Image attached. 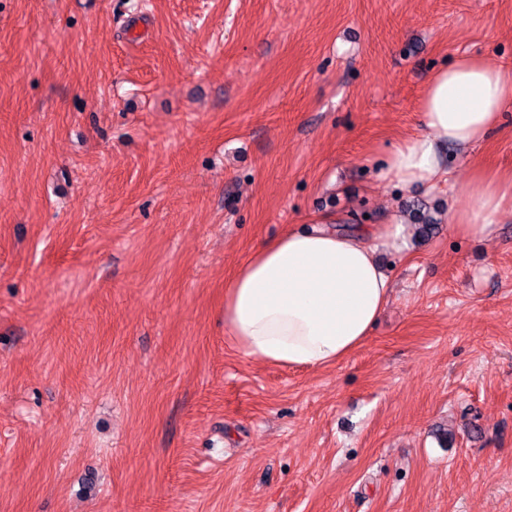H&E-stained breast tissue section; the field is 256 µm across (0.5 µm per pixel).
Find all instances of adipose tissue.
I'll use <instances>...</instances> for the list:
<instances>
[{
  "mask_svg": "<svg viewBox=\"0 0 512 512\" xmlns=\"http://www.w3.org/2000/svg\"><path fill=\"white\" fill-rule=\"evenodd\" d=\"M512 107V68L463 55L429 78L419 105L420 128L388 154L383 175L407 186L436 187L441 151L468 152L500 127ZM469 203L449 208L458 232L492 238L496 219L512 212V175L472 171ZM363 234L313 226L253 251L224 292V324L247 357L273 365L318 368L360 346L381 312L390 278Z\"/></svg>",
  "mask_w": 512,
  "mask_h": 512,
  "instance_id": "1",
  "label": "adipose tissue"
}]
</instances>
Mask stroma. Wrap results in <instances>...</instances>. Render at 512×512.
<instances>
[{
	"mask_svg": "<svg viewBox=\"0 0 512 512\" xmlns=\"http://www.w3.org/2000/svg\"><path fill=\"white\" fill-rule=\"evenodd\" d=\"M512 64V0H0V512H512V214L474 165L393 187L430 74ZM374 233L385 311L336 365L246 357L258 246ZM463 192L469 203L463 208H449V224L464 235L492 238L497 217L505 211L512 212V174L475 168Z\"/></svg>",
	"mask_w": 512,
	"mask_h": 512,
	"instance_id": "1",
	"label": "stroma"
}]
</instances>
